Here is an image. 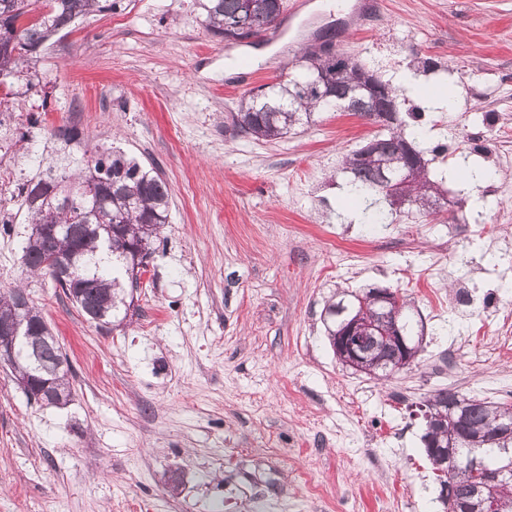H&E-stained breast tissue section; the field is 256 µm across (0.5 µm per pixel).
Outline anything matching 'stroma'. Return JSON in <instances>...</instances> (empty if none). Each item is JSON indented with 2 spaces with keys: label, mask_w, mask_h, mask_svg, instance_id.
<instances>
[{
  "label": "stroma",
  "mask_w": 512,
  "mask_h": 512,
  "mask_svg": "<svg viewBox=\"0 0 512 512\" xmlns=\"http://www.w3.org/2000/svg\"><path fill=\"white\" fill-rule=\"evenodd\" d=\"M111 2L45 43L0 127V291L29 293L72 366L59 407L0 366V512H441L418 403L444 388L512 402L496 325L512 310V0H385L367 23L360 0H310L288 46L212 36L202 0ZM330 25L383 80L454 87V107H400L424 111L405 134L448 199L437 215L341 213L339 162L381 131L352 113L273 142L235 133L241 98L296 75ZM61 127L171 196L133 314L104 329L22 263L18 186ZM475 166L502 196L472 198L458 173ZM376 286L425 322L386 381L343 368L321 318L336 289Z\"/></svg>",
  "instance_id": "obj_1"
}]
</instances>
